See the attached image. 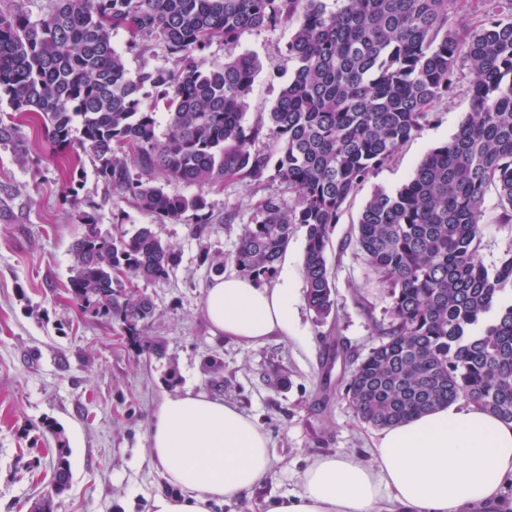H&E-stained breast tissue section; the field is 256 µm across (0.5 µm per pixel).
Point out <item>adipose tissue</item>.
Masks as SVG:
<instances>
[{
    "mask_svg": "<svg viewBox=\"0 0 512 512\" xmlns=\"http://www.w3.org/2000/svg\"><path fill=\"white\" fill-rule=\"evenodd\" d=\"M295 290L249 277L216 278L203 299L214 334L250 347L295 332ZM152 459L175 494L152 512H211L249 501L270 473L268 438L229 402L187 388L166 395L152 414ZM512 423L462 401L381 429L367 458H313L298 491L266 512H512Z\"/></svg>",
    "mask_w": 512,
    "mask_h": 512,
    "instance_id": "obj_1",
    "label": "adipose tissue"
}]
</instances>
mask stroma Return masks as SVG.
<instances>
[{
    "instance_id": "obj_1",
    "label": "stroma",
    "mask_w": 512,
    "mask_h": 512,
    "mask_svg": "<svg viewBox=\"0 0 512 512\" xmlns=\"http://www.w3.org/2000/svg\"><path fill=\"white\" fill-rule=\"evenodd\" d=\"M294 23L243 31L232 43L215 41L209 62L240 54L259 64L243 124H268L280 87L296 63L288 54ZM125 31L112 35L130 72L143 64L173 69L175 55L161 45L128 50ZM469 72L432 105L431 122L377 169L344 206L326 252L334 275L335 308L317 321L305 300L296 304V333L244 348L213 336L202 299L215 275L213 259L234 272L233 254L257 204L295 194L275 171L252 181L225 179L204 192L210 224L193 216L179 224L152 221L135 201L98 174L95 157L79 143L52 149L40 124L18 121L23 149L0 142V512H33L47 496L53 469L66 458L67 490L54 512H150L155 495L169 487L149 452L151 416L167 393L190 386L211 392L209 358L224 364L218 399L252 417L269 439L268 480L246 504L214 512H264L265 501L297 491L299 477L318 454H365L375 432L358 419L337 382L345 350L365 356L376 346V328L389 318L387 288L357 250L355 227L372 194L394 190L414 174L425 154L448 141L471 110ZM93 213L100 231L115 224H152L172 244L179 262L168 279L136 282L154 314L142 329L152 351H141L117 321L83 309L68 290L72 242ZM495 188L482 205L479 255L493 266L512 248V224L499 221Z\"/></svg>"
}]
</instances>
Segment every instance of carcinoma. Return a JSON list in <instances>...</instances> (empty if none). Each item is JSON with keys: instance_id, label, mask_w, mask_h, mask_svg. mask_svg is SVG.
I'll return each mask as SVG.
<instances>
[{"instance_id": "1", "label": "carcinoma", "mask_w": 512, "mask_h": 512, "mask_svg": "<svg viewBox=\"0 0 512 512\" xmlns=\"http://www.w3.org/2000/svg\"><path fill=\"white\" fill-rule=\"evenodd\" d=\"M33 20L0 10V142L16 141L17 114H37L54 147L79 144L98 173L157 221L192 213L208 224L203 194L169 195L162 175L199 188L226 178L257 180L274 165L295 192L290 205L269 195L245 225L233 262L272 277L293 237L306 228L302 275L316 319L333 311L330 236L347 200L429 121L432 104L456 85L464 61L473 111L448 142L432 148L408 182L366 203L355 246L389 288L390 321L379 344L355 363L344 392L357 416L383 428L457 401L512 423V248L487 267L478 255L481 206L494 187L500 220L512 223V0L483 22L452 19L457 0H56ZM296 20L288 45L297 65L269 113L272 153L251 150L262 128L242 118L259 66L247 55L205 67L213 41ZM123 29L131 46L159 44L179 55L172 70L130 74L112 46ZM165 108L168 132L158 135ZM72 245L69 291L130 336L153 303L122 285L163 281L179 253L150 224L101 233L95 216ZM59 458L54 492L68 486Z\"/></svg>"}]
</instances>
